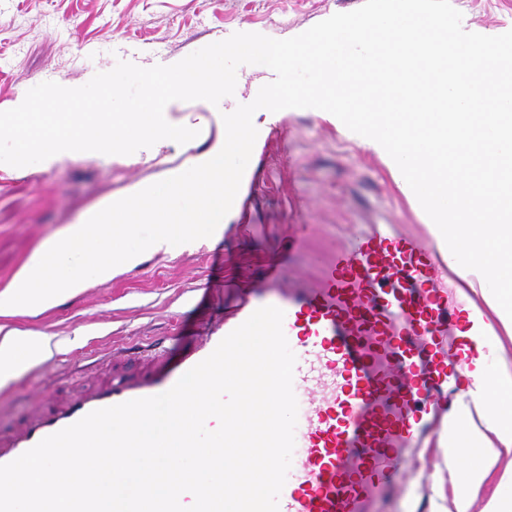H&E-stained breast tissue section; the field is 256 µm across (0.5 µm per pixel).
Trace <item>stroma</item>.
I'll return each mask as SVG.
<instances>
[{
	"instance_id": "obj_1",
	"label": "stroma",
	"mask_w": 512,
	"mask_h": 512,
	"mask_svg": "<svg viewBox=\"0 0 512 512\" xmlns=\"http://www.w3.org/2000/svg\"><path fill=\"white\" fill-rule=\"evenodd\" d=\"M364 0H0V111L18 94L45 82L81 86L91 76L130 61L149 68L157 56L185 58L237 32L274 39L296 36ZM469 31L512 30V0H451ZM258 130L269 141L252 154V190L244 206L225 216L228 228L213 247L175 257L154 256L107 284L20 328L56 336L62 349L0 389V431L18 427L35 398L62 395L101 367L91 350L137 336L166 337L182 351L203 327L231 306L226 279L256 283L296 225L309 227L306 248L283 268L285 277L314 274L323 258L367 224H395L424 233L428 216L401 192L384 159L353 139L327 112L289 108ZM209 145L204 137L163 148L147 162L118 164L75 159L42 169L0 163V285L33 249L98 201L122 195L137 181L162 180L188 166ZM439 448L424 454L421 470H408L385 512H432L427 485L447 475Z\"/></svg>"
}]
</instances>
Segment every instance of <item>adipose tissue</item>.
Returning <instances> with one entry per match:
<instances>
[{"label": "adipose tissue", "instance_id": "adipose-tissue-1", "mask_svg": "<svg viewBox=\"0 0 512 512\" xmlns=\"http://www.w3.org/2000/svg\"><path fill=\"white\" fill-rule=\"evenodd\" d=\"M444 420L448 427L438 446L448 460H457V439L465 437L470 448L462 468L449 471L447 482L429 487L435 512H512L511 472H499L501 462L512 464V367L500 365L486 374L481 359H474ZM488 498H481L483 489Z\"/></svg>", "mask_w": 512, "mask_h": 512}]
</instances>
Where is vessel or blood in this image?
I'll return each mask as SVG.
<instances>
[{
  "label": "vessel or blood",
  "mask_w": 512,
  "mask_h": 512,
  "mask_svg": "<svg viewBox=\"0 0 512 512\" xmlns=\"http://www.w3.org/2000/svg\"><path fill=\"white\" fill-rule=\"evenodd\" d=\"M448 266L425 238L373 224L336 248L313 277H282L273 260L178 359L140 337L107 356L109 375L63 399L40 397L15 431L0 432V465L88 413L169 390L254 311L275 306L296 357L305 407L279 512H380L432 431L437 394L461 378L466 309L441 288Z\"/></svg>",
  "instance_id": "b4317fda"
}]
</instances>
